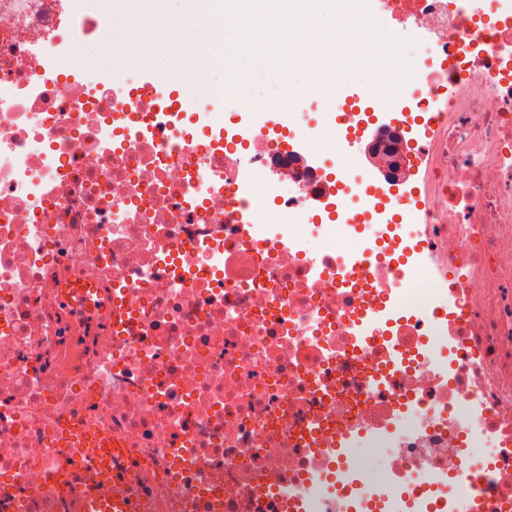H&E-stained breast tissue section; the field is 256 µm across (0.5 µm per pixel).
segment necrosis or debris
I'll return each mask as SVG.
<instances>
[{"label": "necrosis or debris", "instance_id": "obj_1", "mask_svg": "<svg viewBox=\"0 0 512 512\" xmlns=\"http://www.w3.org/2000/svg\"><path fill=\"white\" fill-rule=\"evenodd\" d=\"M78 2L0 0V512H47L43 481L75 453L55 436L76 424L110 431L141 496L190 512H282L256 490L268 476L306 512H343L321 478L336 465L390 512H430L435 496L443 512H512V0H343L435 37L439 61L408 73L392 28L349 46L362 86L401 84L402 118L437 128L417 148L382 134L432 175L413 245L398 202L335 185L269 135V113L336 96L332 0H187L194 25L164 0ZM219 10L236 34L225 89L245 62L272 83L225 98L228 146L193 110ZM93 36L111 41L122 87L88 62ZM153 70L160 86L131 79ZM362 124L347 108L300 136L350 148ZM422 253L448 283L411 307ZM374 305L375 339L357 344ZM377 373L385 386H368ZM318 426L344 434L341 451L311 447Z\"/></svg>", "mask_w": 512, "mask_h": 512}]
</instances>
